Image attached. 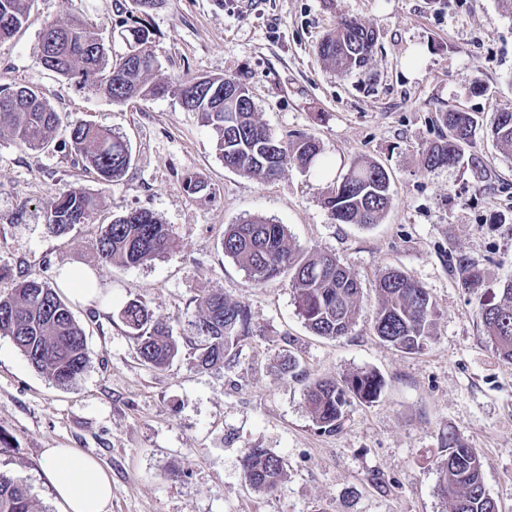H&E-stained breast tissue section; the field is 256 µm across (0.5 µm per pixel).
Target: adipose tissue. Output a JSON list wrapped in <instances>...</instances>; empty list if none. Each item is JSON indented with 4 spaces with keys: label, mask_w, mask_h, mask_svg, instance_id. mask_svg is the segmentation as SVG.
<instances>
[{
    "label": "adipose tissue",
    "mask_w": 512,
    "mask_h": 512,
    "mask_svg": "<svg viewBox=\"0 0 512 512\" xmlns=\"http://www.w3.org/2000/svg\"><path fill=\"white\" fill-rule=\"evenodd\" d=\"M43 460L62 512H108L112 481L96 458L72 448H48Z\"/></svg>",
    "instance_id": "adipose-tissue-1"
}]
</instances>
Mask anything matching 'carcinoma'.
Masks as SVG:
<instances>
[{
  "mask_svg": "<svg viewBox=\"0 0 512 512\" xmlns=\"http://www.w3.org/2000/svg\"><path fill=\"white\" fill-rule=\"evenodd\" d=\"M36 0H0V41L14 37L26 24ZM127 52L114 57L98 29L79 17L45 23L37 58L45 69L91 90L114 104L147 99L171 92L184 109L197 112L212 133L215 150L224 167L264 180L277 178L289 165L316 173L323 181L321 201L339 224L370 226L379 222L392 205L387 170L376 162H353L347 171L332 175L333 163L311 135L283 141L259 120L252 99L224 104V86L242 91L248 87L235 78H209L201 93L194 79L175 85L152 83L149 75L159 62L151 49L150 31L143 23L126 29ZM377 41L374 28L357 20L342 19L319 43L318 55L333 69L347 73L366 67ZM136 51L140 61L127 60ZM444 132L427 150L428 168L454 164L464 154L479 126L478 116L451 108L439 116ZM65 128L67 137L55 143ZM10 136L20 147L67 150L82 164L110 182L131 163L129 142L111 130L83 120H64L29 86L0 84V135ZM492 137L512 148V108L495 113ZM96 207L84 191L67 190L44 206L49 233L61 235L76 224H87ZM177 247L169 225L146 209H132L102 227L95 242L99 259L136 266L160 258ZM224 255L234 259L259 283L288 275L298 315L315 336L326 339L348 334L359 311L362 288L355 275L335 256L304 253L290 242L288 230L263 218L230 224L221 241ZM463 287H483L485 271L464 259L455 267ZM378 298L373 329L391 346L415 353L432 337L437 310L429 292L398 268H390L375 285ZM191 321L196 336V365L221 367L241 341L251 335L250 317L240 303L221 292L197 298ZM478 315L485 335L502 358L512 361V281L503 285L495 303L480 306ZM120 318L135 341L141 360L154 368L168 367L179 353V342L167 320L139 299L126 303ZM0 334L12 339L23 357L58 385H69L89 365L83 327L58 290L35 278L12 282L0 291ZM385 386L374 371H360L343 381L321 378L306 389V403L318 429L334 433L342 425L349 400L373 403ZM242 474L251 489L271 495L284 478L282 459L266 448H250L242 459ZM438 493L450 512H499L486 492L483 462L476 449L459 436L448 435L439 466ZM0 512H45L20 480L0 472Z\"/></svg>",
  "mask_w": 512,
  "mask_h": 512,
  "instance_id": "carcinoma-1",
  "label": "carcinoma"
}]
</instances>
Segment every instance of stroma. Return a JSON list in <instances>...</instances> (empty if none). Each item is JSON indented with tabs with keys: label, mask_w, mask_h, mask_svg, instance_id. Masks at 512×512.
I'll return each instance as SVG.
<instances>
[{
	"label": "stroma",
	"mask_w": 512,
	"mask_h": 512,
	"mask_svg": "<svg viewBox=\"0 0 512 512\" xmlns=\"http://www.w3.org/2000/svg\"><path fill=\"white\" fill-rule=\"evenodd\" d=\"M78 16L110 37L143 17L160 62L153 81L239 76L260 120L278 138L319 139L335 171L374 161L390 175L393 204L379 224L336 223L322 182L291 166L273 181L225 168L197 113L172 95L115 105L44 69L37 59L46 21ZM344 17L373 26L368 67L338 73L317 45ZM481 82L484 91L472 90ZM0 83L36 88L68 119L112 128L132 162L99 183L63 149L30 150L0 137V270L55 283L63 268L94 271L99 300L73 305L90 364L60 386L0 335V470L58 512L43 474L47 448L95 457L112 480L109 512H449L437 492L448 433L476 448L500 512H512V363L487 339L480 304L512 280V151L490 135L512 106V0H166L140 15L132 0H36L14 38L0 42ZM457 107L480 126L459 164L423 165ZM204 181L188 194L183 182ZM92 194L91 223L54 236L44 203L70 189ZM133 208L172 227L178 246L138 266L101 263L103 225ZM262 217L286 225L306 252L335 255L363 288L347 336L312 335L288 278L257 283L221 248L226 225ZM486 270L485 288H462L457 258ZM402 269L437 307L433 337L405 353L373 331L375 283ZM221 292L246 305L252 334L224 366L201 369L190 340L196 300ZM132 299L166 317L177 360L141 362L120 319ZM294 356L297 376L279 370ZM374 371L386 385L371 404L351 401L340 431L318 430L304 394L314 379ZM249 448L280 456L286 475L266 495L242 478Z\"/></svg>",
	"instance_id": "obj_1"
}]
</instances>
